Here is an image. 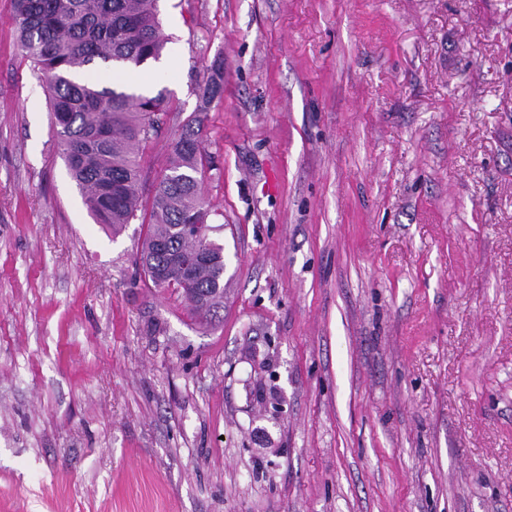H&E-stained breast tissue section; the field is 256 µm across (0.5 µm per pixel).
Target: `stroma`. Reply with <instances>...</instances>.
<instances>
[{"mask_svg": "<svg viewBox=\"0 0 512 512\" xmlns=\"http://www.w3.org/2000/svg\"><path fill=\"white\" fill-rule=\"evenodd\" d=\"M208 107L210 327L90 217L0 0V512H512V0H159Z\"/></svg>", "mask_w": 512, "mask_h": 512, "instance_id": "obj_1", "label": "stroma"}]
</instances>
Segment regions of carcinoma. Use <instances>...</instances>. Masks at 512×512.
<instances>
[{
    "mask_svg": "<svg viewBox=\"0 0 512 512\" xmlns=\"http://www.w3.org/2000/svg\"><path fill=\"white\" fill-rule=\"evenodd\" d=\"M19 48L43 77L55 139L95 223L116 235L141 210L139 152L165 123L164 95L101 86L99 59L131 70L162 56L157 0H13ZM224 95L220 69L198 86L200 107L171 144L172 160L155 183L149 219L141 222L140 260L157 288H171L201 318L224 303V246L182 234L180 225L207 208L197 174L205 160L207 106ZM205 251L191 277H178L175 258Z\"/></svg>",
    "mask_w": 512,
    "mask_h": 512,
    "instance_id": "carcinoma-1",
    "label": "carcinoma"
}]
</instances>
